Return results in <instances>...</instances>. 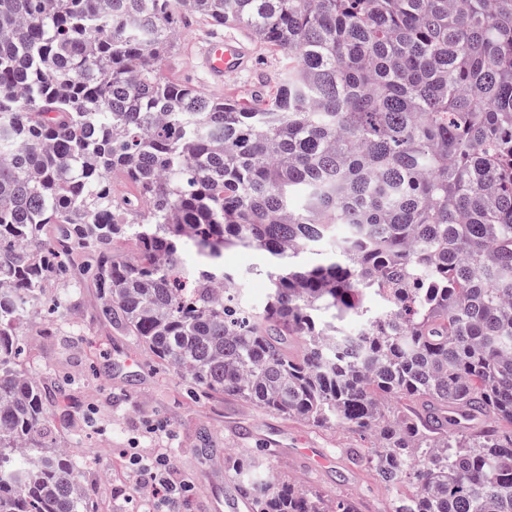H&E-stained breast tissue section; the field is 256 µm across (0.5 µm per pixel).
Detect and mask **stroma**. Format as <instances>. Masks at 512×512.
Here are the masks:
<instances>
[{
  "label": "stroma",
  "instance_id": "35a3bbf8",
  "mask_svg": "<svg viewBox=\"0 0 512 512\" xmlns=\"http://www.w3.org/2000/svg\"><path fill=\"white\" fill-rule=\"evenodd\" d=\"M232 34L190 19L161 67L162 77L205 88L193 60L209 41ZM252 49L254 68L226 77L220 96L248 97L273 86L280 54L257 42ZM224 269L234 278L233 295L252 307L265 303L268 264L261 254L225 251ZM71 279L69 288L48 283L43 306L22 325V340L31 372L50 384L68 383L65 397L47 402L46 410L59 443H76L79 478L99 512H143L145 499L129 458L159 452L169 454L174 481L192 484L177 512H225V501L237 493L239 470L248 464L300 481L329 499L356 500L359 512H392L396 491L373 478L368 436L321 428L232 395L191 392L184 376L103 317L89 279L76 270ZM274 440L284 448L325 449L332 463L315 471L274 457Z\"/></svg>",
  "mask_w": 512,
  "mask_h": 512
}]
</instances>
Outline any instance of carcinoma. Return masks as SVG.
Returning a JSON list of instances; mask_svg holds the SVG:
<instances>
[{
    "mask_svg": "<svg viewBox=\"0 0 512 512\" xmlns=\"http://www.w3.org/2000/svg\"><path fill=\"white\" fill-rule=\"evenodd\" d=\"M182 16L282 53L271 95L163 78ZM227 247L269 258L263 307L215 292ZM77 256L196 389L370 433L392 512H512V0H0V512H95L19 362Z\"/></svg>",
    "mask_w": 512,
    "mask_h": 512,
    "instance_id": "1",
    "label": "carcinoma"
}]
</instances>
